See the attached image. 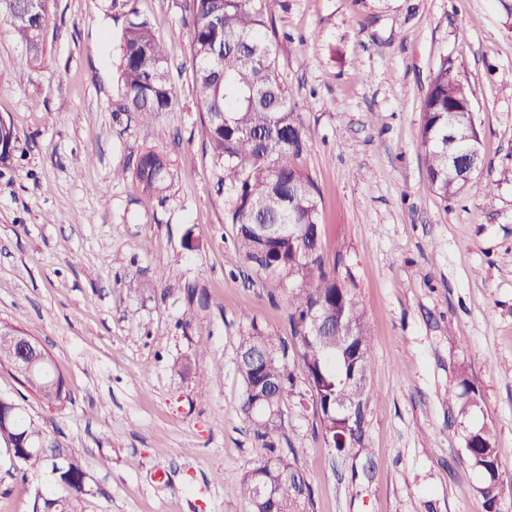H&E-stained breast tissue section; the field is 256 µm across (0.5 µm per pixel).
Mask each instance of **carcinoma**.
I'll return each mask as SVG.
<instances>
[{
  "instance_id": "1",
  "label": "carcinoma",
  "mask_w": 512,
  "mask_h": 512,
  "mask_svg": "<svg viewBox=\"0 0 512 512\" xmlns=\"http://www.w3.org/2000/svg\"><path fill=\"white\" fill-rule=\"evenodd\" d=\"M185 2L190 16L195 101L206 127L209 150L216 165H227L237 175L232 210L236 243L269 283L280 285L291 278L300 281L291 299L293 348L318 401L324 440L341 450L360 441L361 435L342 433V415L336 411V404L347 386L364 380L370 366L372 336L358 301L326 270L318 189L295 164L306 141L303 124L289 106L288 91L276 70V32L271 12L276 0ZM25 4L26 0H0V20L24 46V61L30 64L44 51L50 0H38L35 14L21 21L14 14L23 12ZM111 9L115 16L124 18L119 44L122 97L118 110L133 112L148 123L167 111L174 98L164 44L149 19L128 8V0H111ZM472 99L470 85L458 71H448V60H442L423 98L420 138L427 178L444 200L477 184L474 178L460 184L448 176L450 162L470 149V143H455L448 137V126H474L473 113L459 111ZM453 108L457 112H451ZM19 142L14 126L0 118V155L13 160ZM169 178L167 154L148 150L139 156L135 180L143 191L161 195L169 188ZM318 313L353 325L355 337L346 340L332 335L323 343L311 340L307 325ZM241 347H255L259 353L271 355L269 361H260L259 370L277 387L261 407L254 406L259 370L246 363L237 366L244 386L241 409L263 451L261 463L243 478L238 493L250 501L252 512H296L298 493L304 491L307 512H313L312 489L298 466L294 449L278 446L293 381L287 363L281 360L288 355V344L254 325ZM37 395L51 406L64 403L68 399L64 377H59L58 387ZM448 400L457 405L463 417L480 408L478 391L465 379L448 387ZM14 413L19 415L16 421L0 419L1 442L19 448L43 440V430L26 420L21 409ZM465 452L485 476L481 493L493 512L504 489L493 428L485 423L467 428ZM20 463L25 475L45 468L55 470V460L49 455H29ZM256 473L274 488L273 500L257 496ZM84 476L81 461L71 457L39 508L74 512V502L82 496L79 485Z\"/></svg>"
}]
</instances>
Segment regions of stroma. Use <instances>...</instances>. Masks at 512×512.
Masks as SVG:
<instances>
[{"instance_id":"obj_1","label":"stroma","mask_w":512,"mask_h":512,"mask_svg":"<svg viewBox=\"0 0 512 512\" xmlns=\"http://www.w3.org/2000/svg\"><path fill=\"white\" fill-rule=\"evenodd\" d=\"M512 0H276L277 69L304 125L327 269L372 336L359 445L336 450L296 356L284 411L315 512H487L465 424L495 426L512 477V181L442 200L427 179L421 102L441 61L474 93L486 169L512 168ZM166 42L175 100L151 123L118 111L121 23L105 0H54L44 56L0 21V323L39 341L70 398L52 407L0 366V396L78 457L75 512H251L237 489L262 458L240 410L237 353L290 337L297 280L266 287L236 247L238 183L206 149L185 0H131ZM149 149L165 196L138 188ZM126 169L116 179L117 169ZM193 238L196 249L184 246ZM205 351L207 393L186 364ZM481 408L462 420L449 385ZM0 444V512H33L52 476L20 478ZM19 142L20 137L14 126L0 118V155L6 156L9 163L15 157ZM170 163L167 154L162 151L143 152L135 168V180L144 192L163 195L169 188Z\"/></svg>"}]
</instances>
